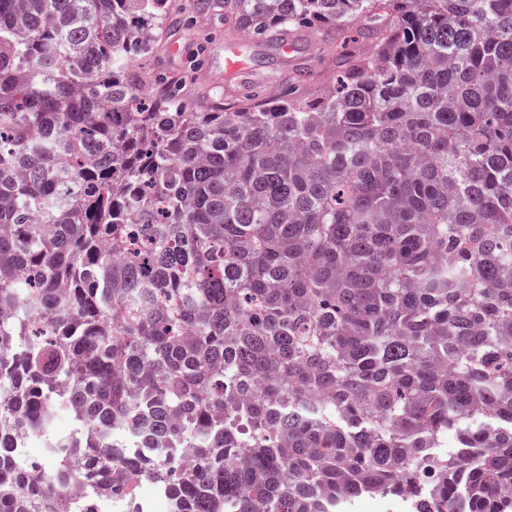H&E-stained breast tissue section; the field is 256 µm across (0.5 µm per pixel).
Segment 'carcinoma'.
Returning <instances> with one entry per match:
<instances>
[{"label":"carcinoma","instance_id":"carcinoma-1","mask_svg":"<svg viewBox=\"0 0 512 512\" xmlns=\"http://www.w3.org/2000/svg\"><path fill=\"white\" fill-rule=\"evenodd\" d=\"M266 41L359 31L338 82L197 112L131 64L169 0H0V449L192 512H512V0H193ZM58 474L51 483L45 468ZM38 438L37 436H33L28 434L27 432L16 431L10 438V443L8 448L9 454L12 457L13 461L16 462H25L30 450V455L28 458L29 462H41L44 458L39 454L40 448H38V444H36L33 448L32 441Z\"/></svg>","mask_w":512,"mask_h":512}]
</instances>
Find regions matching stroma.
Segmentation results:
<instances>
[{
	"label": "stroma",
	"mask_w": 512,
	"mask_h": 512,
	"mask_svg": "<svg viewBox=\"0 0 512 512\" xmlns=\"http://www.w3.org/2000/svg\"><path fill=\"white\" fill-rule=\"evenodd\" d=\"M171 22L155 52L140 59V69L151 79L176 77L184 84V99L200 112L216 101L228 103L253 92L275 93L295 69L306 72L303 91L322 89L337 78V56L346 50L347 38L325 31L293 35L292 51L269 42L241 39L224 23L223 16L201 15L190 0H172ZM246 44V65L236 75L224 72L225 45Z\"/></svg>",
	"instance_id": "stroma-1"
}]
</instances>
